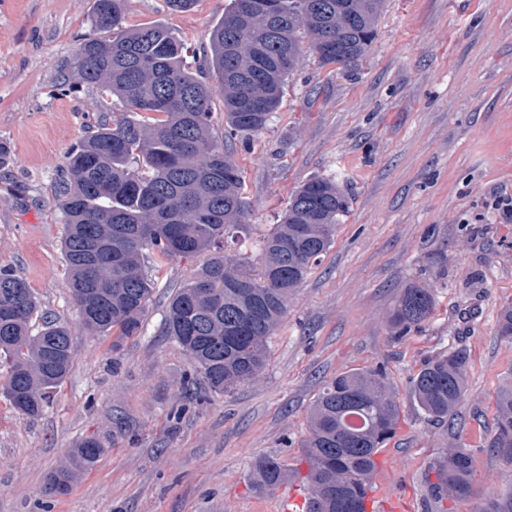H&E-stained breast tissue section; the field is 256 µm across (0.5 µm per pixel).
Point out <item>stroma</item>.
Listing matches in <instances>:
<instances>
[{"label":"stroma","instance_id":"1","mask_svg":"<svg viewBox=\"0 0 512 512\" xmlns=\"http://www.w3.org/2000/svg\"><path fill=\"white\" fill-rule=\"evenodd\" d=\"M94 4L0 0V141L15 158L0 168V269L25 279L40 314L72 333L71 371L41 418L0 396V512H281L292 485L255 487V460L298 465L322 385L381 364L402 419L377 455L372 512H438L428 471L456 440L474 451L477 496L454 512L511 494L512 462L489 442L496 392L512 378V339L497 332L512 303V0H384L355 64L307 57L251 148L233 142L251 225L241 252L255 253L310 178L344 181L352 201L291 295L262 370L221 396L187 387L189 359L163 332L169 297L205 255L153 266L140 332L117 349L82 328L71 298L58 183L71 147L122 110L71 69L95 36ZM226 4L126 0V24H165L202 67ZM411 282L433 286L435 311L398 341L389 321ZM449 350L467 370L452 430L409 396L424 362ZM89 437L104 447L95 467L46 494Z\"/></svg>","mask_w":512,"mask_h":512}]
</instances>
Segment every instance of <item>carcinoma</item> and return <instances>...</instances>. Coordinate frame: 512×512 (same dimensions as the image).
<instances>
[{"label":"carcinoma","instance_id":"obj_1","mask_svg":"<svg viewBox=\"0 0 512 512\" xmlns=\"http://www.w3.org/2000/svg\"><path fill=\"white\" fill-rule=\"evenodd\" d=\"M382 0H229L210 33L207 73L184 64L186 46L166 25L125 24L124 0H96L98 37L76 53L79 79L123 105L69 153L59 194L63 250L72 299L83 328L113 336L112 348L139 333L154 290L148 253L170 260L212 253L170 298L167 335L193 367L188 382L217 395L252 381L263 368L267 341L288 299L330 249L336 224L349 210L336 180L312 178L290 196L281 223L261 240L256 260L228 254L248 233L242 173L235 155L214 137L211 99H224V130L248 146L278 108L287 79L305 55L324 64L354 63L373 40ZM433 289L411 283L391 315L405 337L430 319ZM27 283L0 269V362L8 366L0 392L31 420L52 403L71 367V331L43 320ZM498 335L512 337V305L503 307ZM466 392V360L456 351L430 358L410 382L424 416L445 423ZM490 447L512 440V379L496 395ZM401 418L396 393L380 368L325 382L312 405L302 456L307 466L303 512H367L376 455ZM102 451L89 438L48 478L45 492H65L77 471H89ZM434 499L475 496L470 451L449 448L432 466ZM252 479L273 491L289 470L279 460L255 461ZM478 512H512V495Z\"/></svg>","mask_w":512,"mask_h":512}]
</instances>
